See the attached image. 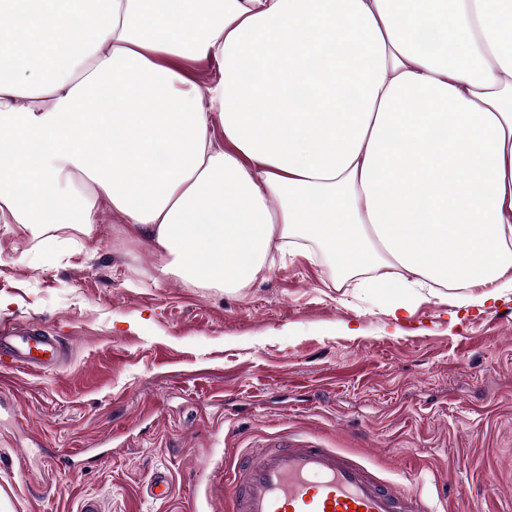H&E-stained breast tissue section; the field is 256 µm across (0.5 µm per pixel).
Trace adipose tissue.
Listing matches in <instances>:
<instances>
[{
	"label": "adipose tissue",
	"instance_id": "obj_1",
	"mask_svg": "<svg viewBox=\"0 0 512 512\" xmlns=\"http://www.w3.org/2000/svg\"><path fill=\"white\" fill-rule=\"evenodd\" d=\"M155 3L0 0V222L109 211L228 292L323 257L396 319L512 293V0ZM219 65L215 61L205 60L189 64V71L195 85L204 90L219 75Z\"/></svg>",
	"mask_w": 512,
	"mask_h": 512
}]
</instances>
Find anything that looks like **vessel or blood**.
<instances>
[{"instance_id":"b4317fda","label":"vessel or blood","mask_w":512,"mask_h":512,"mask_svg":"<svg viewBox=\"0 0 512 512\" xmlns=\"http://www.w3.org/2000/svg\"><path fill=\"white\" fill-rule=\"evenodd\" d=\"M0 353L31 371L55 368L52 337L0 325ZM222 489L233 512H431L401 484L373 476L365 462L336 448L284 441L255 448L225 469Z\"/></svg>"}]
</instances>
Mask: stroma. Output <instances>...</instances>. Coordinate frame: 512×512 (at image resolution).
Returning a JSON list of instances; mask_svg holds the SVG:
<instances>
[{"mask_svg":"<svg viewBox=\"0 0 512 512\" xmlns=\"http://www.w3.org/2000/svg\"><path fill=\"white\" fill-rule=\"evenodd\" d=\"M64 247L0 223V322L60 343L0 365V512H231L213 459L288 437L366 460L437 512H512V295L424 294L393 321L356 275L289 255L237 294L162 276L118 218ZM166 472L172 495L148 499Z\"/></svg>","mask_w":512,"mask_h":512,"instance_id":"1","label":"stroma"}]
</instances>
